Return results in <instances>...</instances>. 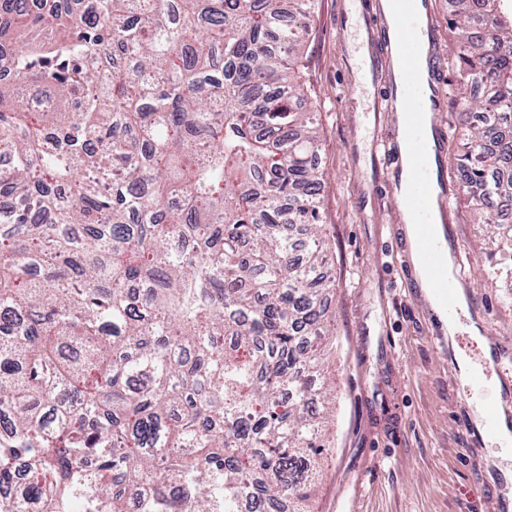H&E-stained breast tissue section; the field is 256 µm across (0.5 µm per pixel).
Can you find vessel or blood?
Instances as JSON below:
<instances>
[{"label":"vessel or blood","mask_w":512,"mask_h":512,"mask_svg":"<svg viewBox=\"0 0 512 512\" xmlns=\"http://www.w3.org/2000/svg\"><path fill=\"white\" fill-rule=\"evenodd\" d=\"M405 0H388L393 16L382 29L381 48L397 45L402 57L401 77L391 87V102L401 103L403 111L420 116L410 125L407 137L411 143L410 162L414 181L409 185L406 202L417 216L416 244L419 255L428 264L433 275V286L446 309H453L455 297L462 283L448 278L441 271L439 240L430 231L435 211H446L445 191L430 166L431 145L426 136V123L434 119L446 93L435 76L436 69L447 60V49L435 37V17L427 15L425 22H417L404 9Z\"/></svg>","instance_id":"vessel-or-blood-1"}]
</instances>
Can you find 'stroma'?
<instances>
[{
  "label": "stroma",
  "mask_w": 512,
  "mask_h": 512,
  "mask_svg": "<svg viewBox=\"0 0 512 512\" xmlns=\"http://www.w3.org/2000/svg\"><path fill=\"white\" fill-rule=\"evenodd\" d=\"M380 0H315L307 22L302 81L319 115L327 226L325 304L336 329L332 442L316 512H495L487 490L503 472L487 466L494 446L472 421L456 355L481 360L466 330L444 333L418 286L398 201L387 190L400 171L396 117L387 108L390 70L368 68L371 18ZM434 134L444 140L442 175L465 134L444 103ZM444 238L464 282L469 313L502 348L512 388V261L464 201L448 204Z\"/></svg>",
  "instance_id": "1"
}]
</instances>
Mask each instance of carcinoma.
<instances>
[{"label":"carcinoma","mask_w":512,"mask_h":512,"mask_svg":"<svg viewBox=\"0 0 512 512\" xmlns=\"http://www.w3.org/2000/svg\"><path fill=\"white\" fill-rule=\"evenodd\" d=\"M0 8V512H311L328 450L314 0ZM459 197L512 196V0H453Z\"/></svg>","instance_id":"carcinoma-1"}]
</instances>
